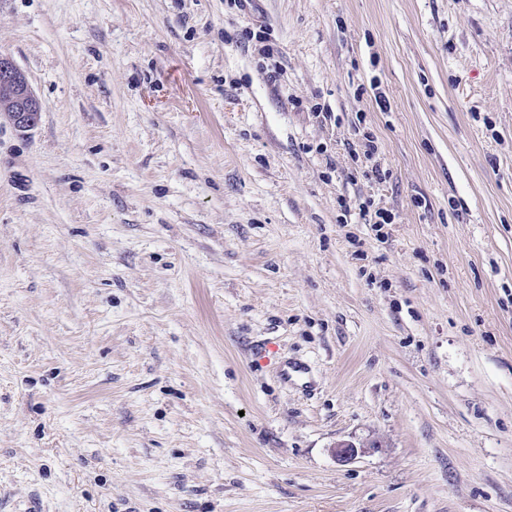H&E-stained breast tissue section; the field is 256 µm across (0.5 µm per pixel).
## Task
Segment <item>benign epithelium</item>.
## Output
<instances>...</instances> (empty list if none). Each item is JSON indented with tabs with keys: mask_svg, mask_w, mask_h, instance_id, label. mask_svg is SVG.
Listing matches in <instances>:
<instances>
[{
	"mask_svg": "<svg viewBox=\"0 0 512 512\" xmlns=\"http://www.w3.org/2000/svg\"><path fill=\"white\" fill-rule=\"evenodd\" d=\"M0 112L19 129H30L37 123L40 101L25 74L13 61L0 54Z\"/></svg>",
	"mask_w": 512,
	"mask_h": 512,
	"instance_id": "1",
	"label": "benign epithelium"
}]
</instances>
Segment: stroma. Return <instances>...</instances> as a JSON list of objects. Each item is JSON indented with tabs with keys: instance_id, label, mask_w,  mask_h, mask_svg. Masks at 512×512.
I'll return each mask as SVG.
<instances>
[{
	"instance_id": "35a3bbf8",
	"label": "stroma",
	"mask_w": 512,
	"mask_h": 512,
	"mask_svg": "<svg viewBox=\"0 0 512 512\" xmlns=\"http://www.w3.org/2000/svg\"><path fill=\"white\" fill-rule=\"evenodd\" d=\"M1 53L0 512H512V0H0ZM40 101L25 74L13 61L0 54V114H5L19 129L37 123Z\"/></svg>"
}]
</instances>
